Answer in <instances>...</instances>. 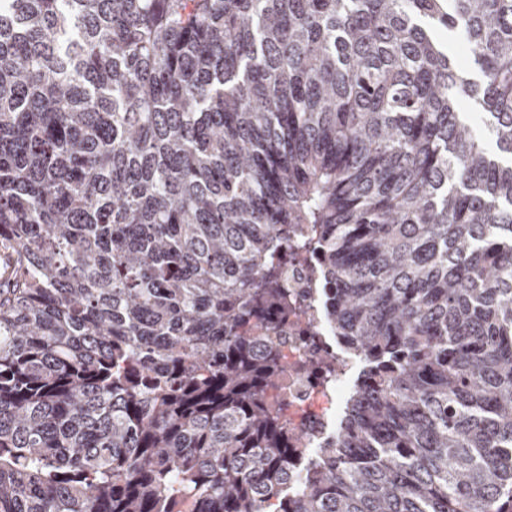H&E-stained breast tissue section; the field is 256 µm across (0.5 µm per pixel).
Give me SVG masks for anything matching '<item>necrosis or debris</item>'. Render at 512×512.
Returning a JSON list of instances; mask_svg holds the SVG:
<instances>
[{
  "mask_svg": "<svg viewBox=\"0 0 512 512\" xmlns=\"http://www.w3.org/2000/svg\"><path fill=\"white\" fill-rule=\"evenodd\" d=\"M288 294L295 308L288 316L287 330L267 323L259 325L255 333L275 342L283 365L279 382L267 391L266 399L287 424L289 434L300 437L299 450L305 453L335 438L358 362L338 344L321 317L310 266L289 265ZM325 356L335 357V376H318V360Z\"/></svg>",
  "mask_w": 512,
  "mask_h": 512,
  "instance_id": "4bbe7bcc",
  "label": "necrosis or debris"
}]
</instances>
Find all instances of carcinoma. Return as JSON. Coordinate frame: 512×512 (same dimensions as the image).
<instances>
[{"mask_svg":"<svg viewBox=\"0 0 512 512\" xmlns=\"http://www.w3.org/2000/svg\"><path fill=\"white\" fill-rule=\"evenodd\" d=\"M463 96L512 155V0H0V512H512V162ZM313 252L361 366L309 463L251 332ZM439 38L444 43L448 56L464 70L467 77L475 82H480L483 78L482 74L475 65L473 56L470 50L468 51V46L462 34L446 30V32L440 33ZM464 111L469 112V119L471 126L475 132L482 137L483 143L486 149L494 155L501 157L504 160H508V154L499 151L496 141L493 138L487 123V117L484 115L482 110L476 105L475 101L470 98H466L463 102Z\"/></svg>","mask_w":512,"mask_h":512,"instance_id":"cac0c4a2","label":"carcinoma"}]
</instances>
